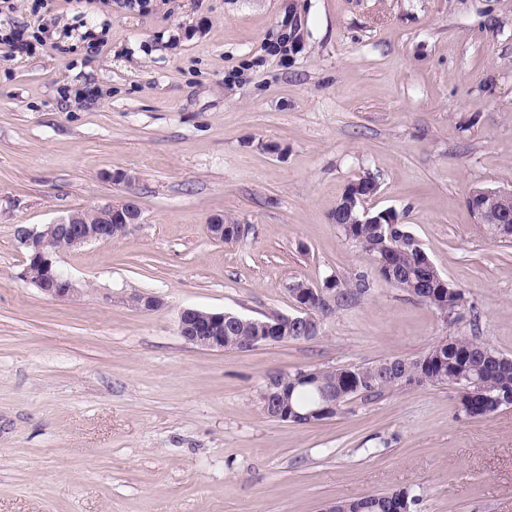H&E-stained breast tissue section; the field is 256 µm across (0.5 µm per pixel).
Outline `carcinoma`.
I'll list each match as a JSON object with an SVG mask.
<instances>
[{
    "mask_svg": "<svg viewBox=\"0 0 512 512\" xmlns=\"http://www.w3.org/2000/svg\"><path fill=\"white\" fill-rule=\"evenodd\" d=\"M400 232L392 239L384 240L374 224H355L352 239L373 258L378 277L383 283L420 299L448 316L457 314L463 306L464 293L453 283L442 289V295H431L429 281L433 273L419 265L410 248L406 234L407 225H399ZM369 289L363 279L354 284L336 283V308L345 307L360 298ZM256 332L249 326L224 323V349L238 350L248 344ZM304 371L277 374L271 377L273 389L283 390V405H291L304 413L317 406L320 400L318 388L300 380ZM312 377L321 387L336 394V411L345 403L360 395L374 396L387 391L399 390L413 381L416 386L446 385L457 391L458 415H467L466 406L477 404L480 419L495 415L502 406L494 399L512 395V359L496 351L475 336H455L435 341L417 357L389 356L371 364L339 365L313 368ZM403 499L408 506L415 505L418 497L407 490L391 491L348 499L346 505L336 504V509L348 508L356 512H391V502Z\"/></svg>",
    "mask_w": 512,
    "mask_h": 512,
    "instance_id": "carcinoma-1",
    "label": "carcinoma"
}]
</instances>
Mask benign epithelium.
Masks as SVG:
<instances>
[{"label":"benign epithelium","instance_id":"7a95c632","mask_svg":"<svg viewBox=\"0 0 512 512\" xmlns=\"http://www.w3.org/2000/svg\"><path fill=\"white\" fill-rule=\"evenodd\" d=\"M473 212L480 224L488 222L497 225V236L511 237L512 224L505 222L500 204L505 199H512V189L476 188L469 193ZM365 196L358 186L348 191L340 200L337 210L343 214V224H376L382 238H390L395 232L397 212L388 209L373 214L364 207ZM122 211L124 222L110 224L117 211ZM106 222L103 224H80L77 222L80 210L70 211L49 224L39 227L20 226L17 239L26 251V265L21 277L29 282L36 280L40 291L54 299L66 300L79 291L77 284L63 275L57 266L59 250L54 247L58 240L67 242L73 248L95 242L110 241L124 236L141 223V212L135 201L123 202V207L104 205ZM335 281L328 280L321 286L308 287L300 291L288 289L294 305L295 314L275 313L268 316V321L261 324L260 335L256 342L269 344L276 342L279 336L296 327L306 339L312 340L323 332L326 318L320 315L319 305L326 304L335 290L331 286ZM249 324V321L233 312H206L196 308L181 311L178 322L180 336L188 343L209 350H224V321Z\"/></svg>","mask_w":512,"mask_h":512}]
</instances>
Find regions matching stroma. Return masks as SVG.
Segmentation results:
<instances>
[{
    "label": "stroma",
    "instance_id": "35a3bbf8",
    "mask_svg": "<svg viewBox=\"0 0 512 512\" xmlns=\"http://www.w3.org/2000/svg\"><path fill=\"white\" fill-rule=\"evenodd\" d=\"M38 37L0 57V512H320L396 488L415 512H512V407L448 386L355 397L308 425L270 376L479 336L512 358V0H11ZM464 305L382 283L332 214L364 173ZM134 200L127 236L62 252L69 300L20 280L19 226ZM245 227L212 239V216ZM370 289L322 336L196 347L187 307L294 313L292 283ZM158 297L147 311L131 295ZM468 196L478 223L497 224V236H512V224L504 222L505 217L500 210L503 200L512 199V189L475 188Z\"/></svg>",
    "mask_w": 512,
    "mask_h": 512
}]
</instances>
